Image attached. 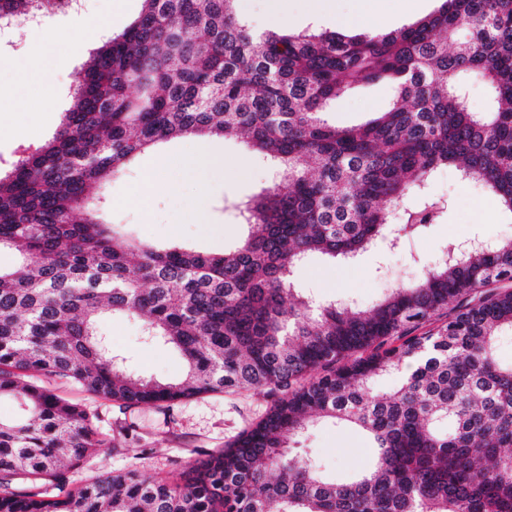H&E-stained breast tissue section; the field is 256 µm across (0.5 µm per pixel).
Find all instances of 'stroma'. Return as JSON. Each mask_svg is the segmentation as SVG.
<instances>
[{"mask_svg":"<svg viewBox=\"0 0 512 512\" xmlns=\"http://www.w3.org/2000/svg\"><path fill=\"white\" fill-rule=\"evenodd\" d=\"M439 0H393L377 19L380 31L389 32L433 13ZM142 0H85L87 16L111 20V34L121 33L139 16ZM78 49L55 61L46 83L57 91L53 105L35 112L36 90L26 80L34 31L24 37L0 35V170L8 171L19 145H40L57 129L68 108V88L90 52L96 36L75 31ZM392 94L382 81L349 92L332 102L326 117L339 126H354L386 108ZM223 156L224 172L213 182L209 223H197L192 212L198 180L181 163L190 152L188 139L171 141L141 154L107 190L111 220L131 235L161 244H188L200 251L220 253L238 243L247 232L240 224L237 203L248 200L271 183V175L257 153L237 137L211 139ZM147 192L146 205L130 204V196ZM428 195L444 203V217L401 249L378 246L353 264L321 260L298 268L294 278L301 287L325 297L351 296L367 304L387 289L408 282L422 267L433 264L448 241L475 236L512 237V216L474 183L463 180L455 166L439 168ZM103 326L115 354L124 356L129 369L145 376L171 379L181 374L183 362L176 351L160 347L144 336L138 321L105 317ZM58 395L98 412L97 425L112 437V448L90 463L69 472L70 485L105 472L135 468L146 477L181 482L188 463L207 458L238 434L258 422L274 403L270 392L208 393L168 406L139 405L120 410L117 404L68 384L54 381ZM298 452L313 455L322 470L341 476L363 466L373 450L365 436L350 427L319 425L302 438Z\"/></svg>","mask_w":512,"mask_h":512,"instance_id":"stroma-1","label":"stroma"}]
</instances>
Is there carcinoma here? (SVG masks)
Masks as SVG:
<instances>
[{"label":"carcinoma","mask_w":512,"mask_h":512,"mask_svg":"<svg viewBox=\"0 0 512 512\" xmlns=\"http://www.w3.org/2000/svg\"><path fill=\"white\" fill-rule=\"evenodd\" d=\"M238 0H143L77 73L54 135L0 176V512H512V238L456 243L369 305L320 300L293 280L312 258L350 263L441 217L424 197L448 164L512 215V0H444L403 29L254 31ZM67 0H0V23ZM468 29L459 40L456 33ZM488 87L483 112L466 83ZM387 80L393 96L338 127L328 104ZM240 135L273 162L237 205L249 232L222 253L119 231L105 188L173 138ZM454 313L443 315L448 303ZM180 352L181 377L133 374L104 314ZM397 382L384 391L385 376ZM58 378L122 408L217 391L278 392L266 416L171 485L130 470L66 489L69 467L112 447ZM370 438L342 481L292 445L320 424Z\"/></svg>","instance_id":"cac0c4a2"}]
</instances>
